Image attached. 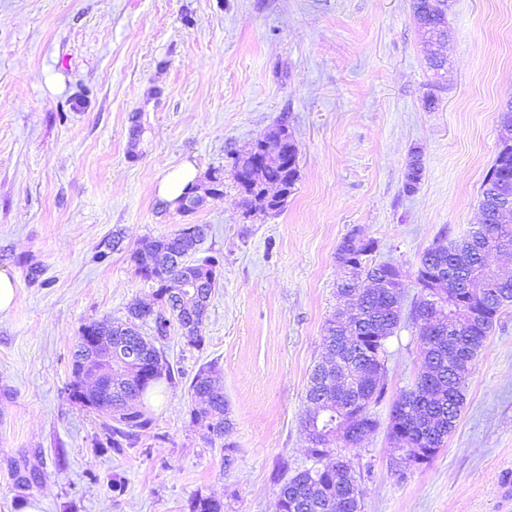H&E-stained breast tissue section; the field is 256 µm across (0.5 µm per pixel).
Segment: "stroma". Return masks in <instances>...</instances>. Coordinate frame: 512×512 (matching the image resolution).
I'll return each instance as SVG.
<instances>
[{
  "label": "stroma",
  "mask_w": 512,
  "mask_h": 512,
  "mask_svg": "<svg viewBox=\"0 0 512 512\" xmlns=\"http://www.w3.org/2000/svg\"><path fill=\"white\" fill-rule=\"evenodd\" d=\"M411 3L0 0V270L17 278L0 314V512H20L17 466L36 473L28 495L42 512H188L198 493L224 512H277L279 479L313 463L300 424L343 237L361 229L376 261L400 267L409 310L442 229L481 221L512 99V0H450L437 71ZM278 124L299 166L282 211L245 214L229 176L191 213L160 197L183 162L203 176L230 168ZM415 153L424 172L407 194ZM185 224L210 225L200 251L224 257L205 345L166 343L175 382L149 403L159 437L118 455L94 445L103 415L69 396L73 348L83 324L151 301L130 253ZM116 233L120 250L98 258ZM386 348L378 427L345 451L364 512H512V307L474 361L445 446L403 478L388 425L421 370L416 326ZM207 363L232 419L229 469L190 417L189 384Z\"/></svg>",
  "instance_id": "obj_1"
}]
</instances>
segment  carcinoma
I'll return each mask as SVG.
<instances>
[{"label": "carcinoma", "instance_id": "carcinoma-1", "mask_svg": "<svg viewBox=\"0 0 512 512\" xmlns=\"http://www.w3.org/2000/svg\"><path fill=\"white\" fill-rule=\"evenodd\" d=\"M449 0H413V19L433 43L445 47L448 42ZM283 137L280 153L264 166L261 182L235 183L243 195L244 214L253 209L256 198L266 185H276L288 199L298 180L297 149L288 130L278 126L268 130L267 138ZM423 175V165L413 156L405 174L404 191L415 192ZM512 206V101L502 109L498 153L481 187L480 207L485 222L464 235L448 240L446 248L427 250L420 259L415 282L421 296L414 303L411 319L419 325L423 370L412 390L404 393L393 406L389 436L396 450L408 454L397 472L417 464L415 454L407 453V444L421 448H441L455 427L465 401V389L474 360L484 347L502 309L512 305V277H502L486 265L494 252H512V223L505 220L506 208ZM210 231L208 224H185L181 229L159 237H146L130 254L135 274L155 289L161 323L152 337L140 340L112 332V344H132L146 352L165 343L176 330L185 331L190 323L189 304L203 309L196 320V335L188 345L201 348L206 306L210 304L221 272L214 256L195 257L197 244ZM359 229L349 232L336 249V262L343 274L336 285L340 305L324 325V350L346 355L345 379L349 390L323 384L321 363L309 373L306 400L319 413L317 421L302 423L315 465L296 472L280 484L278 512H363V491L346 456L338 454L330 465L320 467L324 458L338 446L352 448L373 432L377 421L370 407L378 403L385 389V343L399 329L403 319L401 297L405 283L391 280L393 264L375 263L370 256L376 250L371 239L364 246L355 240ZM188 254V267H178L174 258ZM84 365L80 351L72 355L70 396L92 412L112 414L103 421V448L117 454L137 448L151 436L154 420L144 399L160 381L175 380L173 366L164 374L143 378L146 364L125 365L112 374V385L102 382V389L87 394L80 389ZM215 373V365L199 368L189 385L194 402L204 409L191 412L192 420L205 431L210 444L224 438L232 426L224 392L201 380L202 373ZM112 395H106L107 390ZM189 512H224V503L213 497L194 495Z\"/></svg>", "mask_w": 512, "mask_h": 512}]
</instances>
